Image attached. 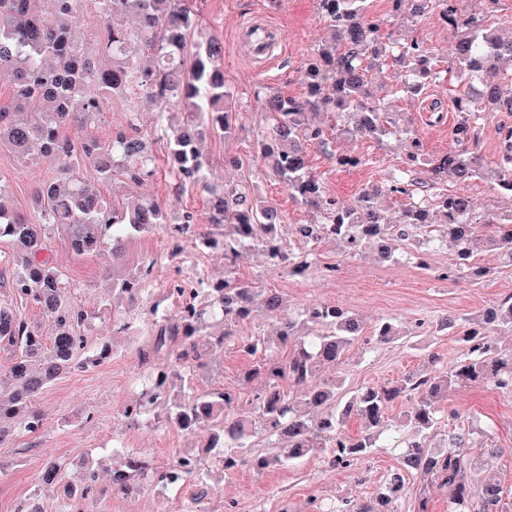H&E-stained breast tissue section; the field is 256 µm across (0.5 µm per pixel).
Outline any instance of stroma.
Wrapping results in <instances>:
<instances>
[{
	"instance_id": "1",
	"label": "stroma",
	"mask_w": 512,
	"mask_h": 512,
	"mask_svg": "<svg viewBox=\"0 0 512 512\" xmlns=\"http://www.w3.org/2000/svg\"><path fill=\"white\" fill-rule=\"evenodd\" d=\"M197 7L208 32L224 44V75L227 91L238 112L234 133L227 138L208 136L200 145L212 163L215 177L247 181L253 192L273 203L283 215L278 232L281 240L298 246L295 227L310 223L309 209L292 198L258 156V138L266 124L256 100V92H272L285 97L302 96L306 90L303 62L308 53L324 43L328 26L317 12L314 0H281L270 8L267 0H197ZM264 21L277 26L286 41L271 47L268 56L252 57L243 42L244 26ZM392 40L417 38L439 56H447L455 32L432 12L411 23L396 20L389 28ZM377 98L390 102L399 112L400 121L413 129L427 153L447 152L453 144L452 133L460 114L449 91L448 77H441L414 94L400 92V70L389 63L372 72ZM329 125L338 132L328 147L308 146L311 170L328 194L345 202L353 201L366 188L384 184L389 173L405 157V147L397 140L382 143L369 138L345 135L348 119L329 116ZM158 115L140 95L130 93L113 98L106 112L88 122L72 123L67 134L73 140L94 138L105 142L114 132L135 127L147 137L155 158V175L141 185L103 181L89 163L73 164L76 177L89 188L107 196L128 198L146 195L155 199L167 216L194 213L198 224L208 222L205 194L193 187L178 190L169 173L167 145L159 134ZM343 153L374 157V164L358 168L337 165ZM62 162L23 160L14 152L0 148V184L5 185L12 207L29 221H37L34 203L38 186L56 180ZM449 192L468 195L476 214L512 213V194L496 187L492 178L452 183ZM165 232L156 227L130 239L124 246L128 268L151 266L154 293L152 303L159 310L172 309L165 286L171 272H204L213 276L224 272L222 253L203 250L192 260L159 257ZM409 244H401L393 261L381 262L372 252L351 257L335 241L326 240L317 249L318 266L304 275L288 277L275 273L265 257L251 253L236 271L237 279L259 288L279 289L287 298L285 311L297 315L319 303H335L373 326L382 317L395 318L400 326L412 328L408 343L366 345L354 343L338 367L322 371L325 379H337L344 395H352L369 386L396 384L406 375H437L462 359L464 346L453 330L434 331L443 318H475L482 310L512 293V266L504 264L496 250L487 249L477 257V264L489 268L480 284L469 280L443 281L418 268L409 253ZM54 263L88 318L78 332L87 342L86 355L107 351L98 364L61 373L36 398L42 413L43 428L36 434L15 432L0 443V460L8 467L0 472V512H16L31 493H39L46 512H57L64 484H80L85 471L97 475L94 492L84 500L83 512H225L227 501H234L237 512H315L329 510L337 500L371 503L386 476L400 466V451L382 439L379 448L357 461L349 469H336L323 456H308L287 468L256 471L241 464L237 472L225 475L208 496H200L195 483L176 491L143 488L128 494L112 488L111 470L116 465V449L143 454L157 468L184 450H192L202 467L216 463V450L207 446L208 433L200 429L189 434L173 426L158 427L154 422L133 425L124 416L127 405L134 403L139 391L133 382L147 368H166V358L143 362L139 350L151 329L149 310L131 316L125 330L113 327L114 316L123 315L126 303L113 294L107 276L112 271V249L76 256L68 248L64 233L51 235ZM337 262L339 277L324 276L321 265ZM253 357L230 347L224 351L221 369L197 378L196 391L235 387L253 368ZM475 426L472 436L478 466L473 484H480L485 473L496 475L503 487L499 512H512V393L491 385L470 384L452 391L448 410L441 416L438 437L458 426ZM65 463L61 481L56 485L38 483L37 477L48 461Z\"/></svg>"
}]
</instances>
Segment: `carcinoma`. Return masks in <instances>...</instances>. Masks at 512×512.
Instances as JSON below:
<instances>
[{"instance_id": "cac0c4a2", "label": "carcinoma", "mask_w": 512, "mask_h": 512, "mask_svg": "<svg viewBox=\"0 0 512 512\" xmlns=\"http://www.w3.org/2000/svg\"><path fill=\"white\" fill-rule=\"evenodd\" d=\"M95 5L92 17L103 26L105 35L96 55L80 48L72 29L85 20L83 5ZM390 9L371 15L366 0H317L319 13L328 22L330 45L311 51L306 63V92L301 98L280 95L256 96L266 113L267 124L259 143L260 152L273 158V174L288 192L318 215L303 232L313 243L326 239L348 244L375 242L381 258L392 256L395 241L417 245L450 241L455 253L468 257L457 267L455 277H482L488 271L476 266L475 257L484 247L497 250L503 263L512 265V218L476 216L470 199L463 193H448V180L459 183L483 176V164L475 143L486 113L512 112V95L502 96L500 66L512 62V37L500 35L487 18L482 24L469 23L470 15L460 9V0H388ZM438 11L448 26L457 30L448 48L446 74L457 81L454 103L462 118L454 130V146L441 155L426 153L420 139L396 124L392 113L376 102L368 73L380 62L391 59L402 67L400 89L407 93L436 81L434 56L418 39L405 44H387L386 29L396 19L414 21L428 9ZM138 20L133 31L123 18ZM203 24L195 0H0V73H10L12 97L0 102V145L12 148L19 157L43 160L89 162L106 180L121 176L139 185L153 176L154 158L145 139L120 131L112 140L75 142L65 134L74 119V106L81 103L85 119L93 120L106 111L108 99L131 90L159 108V116L175 106L188 113L191 123L169 127V157L174 185L192 186L207 195L209 223L226 231L206 232L199 245L224 249L243 258L251 252H267L277 239L281 222L278 210L255 196L247 183L235 186L210 181L211 163L196 147L198 135L228 136L236 127V116L227 105L226 79L222 63V43L212 36L195 40ZM149 53L155 62L140 64V55ZM20 112H39L40 121L24 122ZM349 114L354 125L349 132L360 138L383 142L403 136L414 150L406 154L403 167L395 169L382 189L366 190L350 203L330 196L319 178L309 169L304 146L328 143V126L315 120L324 114ZM506 149L495 172L497 186L512 194V128H501ZM399 194L407 200L399 220L387 217L378 205L381 192ZM40 220L32 224L15 214L4 200L0 187V238L16 248L11 292L29 300L48 314L49 343L7 304H0V346L13 355L7 376H0V443L20 429L34 434L41 429L42 414L35 407L40 391L62 371L83 367L79 355L86 340L77 328L87 313L67 295L62 274L47 256L48 232L62 229L69 247L77 256L98 250L112 242L118 254L129 236L169 219L159 204L142 198L129 205L110 200L70 177L44 184L37 190ZM353 209L360 213L356 224L344 227L332 222V215ZM490 226L485 233L482 228ZM282 259L287 265L307 271L312 254L299 255L286 246ZM199 288L178 296V305L161 315L158 306L148 352L175 356L170 372L143 377L142 391L135 403L133 424L142 419L164 418L185 432L199 428L210 431L211 447L224 454L240 455L255 436L252 416L257 415L266 430L278 436L280 450L274 455H255L256 470L288 467L306 456L325 455L328 463L348 469L369 455L391 427H406L414 440L403 452V467L387 475L376 505H358L343 500L333 512H397L395 505L406 492L404 473L419 472L448 491V512H498L503 488L487 477L472 491L469 473L474 463L470 436L472 427L448 430L441 446L425 449L419 438L437 428L441 402L448 392L474 382L490 383L503 392H512V350L498 346L496 331L512 333V294L501 298L474 321L462 326L459 340L463 358L438 376L408 374L393 386L367 387L337 405L335 381L319 379L320 367L336 366L347 349L366 337L378 343L401 338L391 317L380 318L368 331L347 308L323 303L302 312V325L316 329L301 332L290 320L281 327L275 342L292 347L284 362L265 359L270 339L247 340L237 335L238 326L248 320L278 311L282 293L274 288H255L229 277L214 278L194 274ZM112 291L135 307L151 296V269L125 271L112 267ZM217 319L224 332L214 338L207 334L209 320ZM239 344L261 364L245 375L243 395L238 388L223 387L202 394L186 383L208 371L224 358V345ZM288 381L304 390V404L319 409L308 416L299 402L285 394ZM407 398L402 417L393 420L388 407ZM166 403L163 411L155 408ZM362 420L363 431L356 437L343 432L346 420ZM148 464L129 454L112 468V487L120 492L139 489L181 473L182 483L206 484L217 480L203 470L195 453L186 450L148 480Z\"/></svg>"}]
</instances>
